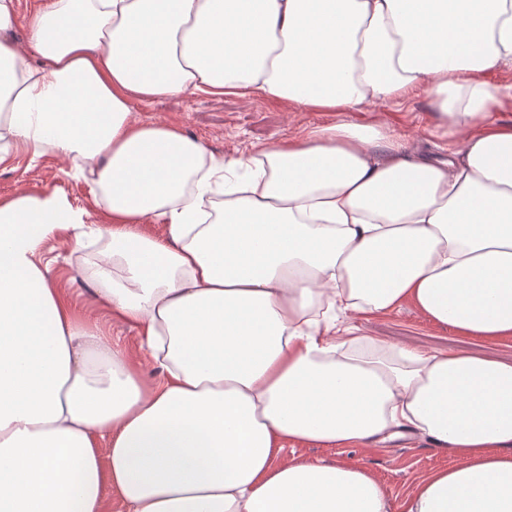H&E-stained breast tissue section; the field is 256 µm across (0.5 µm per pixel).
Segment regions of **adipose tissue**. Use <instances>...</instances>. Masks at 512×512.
I'll return each mask as SVG.
<instances>
[{
    "label": "adipose tissue",
    "mask_w": 512,
    "mask_h": 512,
    "mask_svg": "<svg viewBox=\"0 0 512 512\" xmlns=\"http://www.w3.org/2000/svg\"><path fill=\"white\" fill-rule=\"evenodd\" d=\"M0 0V164L75 162L109 223L94 298L136 326L145 384L35 260L85 224L55 192L0 201V512H392L368 470L286 444L421 438L458 455L401 512H512V363L373 345L336 312L413 303L512 336V0ZM426 87L448 153L352 113ZM263 97L329 125L219 160L137 100ZM236 184L215 219L207 194ZM163 238L139 233L148 218Z\"/></svg>",
    "instance_id": "obj_1"
}]
</instances>
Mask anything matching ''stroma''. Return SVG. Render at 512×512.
I'll use <instances>...</instances> for the list:
<instances>
[{"instance_id": "obj_1", "label": "stroma", "mask_w": 512, "mask_h": 512, "mask_svg": "<svg viewBox=\"0 0 512 512\" xmlns=\"http://www.w3.org/2000/svg\"><path fill=\"white\" fill-rule=\"evenodd\" d=\"M432 112L428 92L417 90L400 106L372 105L356 113L355 119L360 123H388L413 148L437 154L441 151V143L431 134ZM133 113L136 119L144 122L180 126L221 159L252 153L257 148L286 140L303 128L331 124L338 118L334 112L296 111L260 97L242 100L192 92L149 104L134 103ZM21 189L62 193L86 212L88 224L108 221L103 198L92 193L83 178L72 174L67 159L56 154L48 152L35 156L21 151L9 163L0 165V199L11 197ZM77 235V229L71 227L49 234L38 244L36 260L46 266L51 285L79 319L103 324L112 340L126 348L131 360L140 361L142 378L148 382L157 380V368L141 361V340L137 328L108 319L105 312L93 303L95 283L91 273L96 261V248L80 246ZM341 323L352 327L354 336L365 337L378 344L423 352L445 350L479 354L512 362V337L483 341L458 335L452 328L428 319L409 302L384 316L348 315L342 318ZM285 454L362 466L379 478L396 507L429 471L452 466L457 461L456 456L430 448L421 439L393 440L373 449L296 444L288 447Z\"/></svg>"}]
</instances>
